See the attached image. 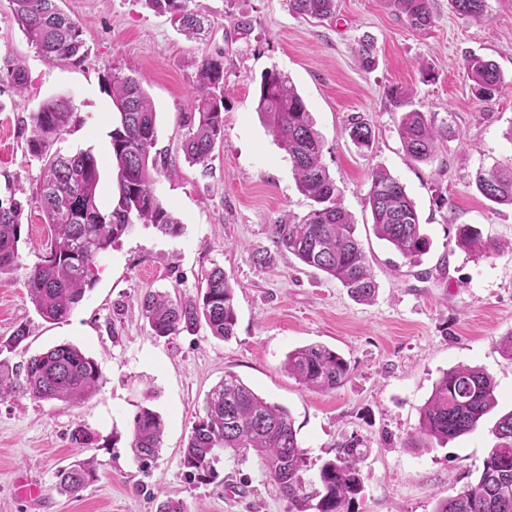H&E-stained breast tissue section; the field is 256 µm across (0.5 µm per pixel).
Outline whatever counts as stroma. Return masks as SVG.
Returning <instances> with one entry per match:
<instances>
[{
	"label": "stroma",
	"mask_w": 512,
	"mask_h": 512,
	"mask_svg": "<svg viewBox=\"0 0 512 512\" xmlns=\"http://www.w3.org/2000/svg\"><path fill=\"white\" fill-rule=\"evenodd\" d=\"M57 4L83 29L88 55L81 63L39 53L9 0H0V64L21 59L28 74L22 94L0 81V140L8 146L0 152V199L25 204L21 265L0 283V337L29 328L12 355L17 363L75 344L98 362L102 377L98 392L77 407L25 398L0 403V512H156L151 490L181 500L187 512H287L256 459L220 456L211 482L190 479L181 463L208 391L228 373L290 412L306 451L305 481L334 458L343 438L369 443L364 490L352 512H435L440 500L475 482L495 443V421L512 410V355L501 346L512 334V207L486 200L474 184L479 167L512 163V0H488L479 22L457 15L449 0H432L435 20L424 31L410 29L389 0H336L335 13L322 21L295 15L288 0H194L210 21L197 39L145 0ZM241 16L252 24L244 37L233 29ZM366 37L376 58L370 71L357 61ZM219 52L224 141L204 168L185 160L180 142L184 118L196 110L200 62ZM471 54L493 60L505 75L491 100H478L465 79ZM271 68L288 75L323 137L322 163L343 192L379 285L372 303L355 301L338 281L274 241L272 225L299 222L310 202L257 111L260 76ZM115 69L144 79L156 112L154 150L174 170L159 175L153 190L185 229L169 237L134 225L95 258V286L71 315L48 322L25 286L50 238L42 213L26 203L43 169L26 151V121L44 100L69 99L75 122L51 150H92L99 201L109 206L117 185L104 78ZM397 88L411 89L414 109L452 129L432 162L412 161L402 147L390 97ZM357 115L372 126L371 148L358 149L346 132ZM379 166L405 186L431 239L419 263L374 232L365 197ZM463 224L495 241L497 253L481 257L459 247ZM216 265L235 288L234 337L221 341L204 327L154 336L140 297L196 295L202 272ZM310 344L349 362L352 375L343 386L313 391L284 370L288 352ZM461 364L493 376L497 407L479 429L447 446L407 447L435 382ZM144 404L165 423L162 447L145 465L130 448L133 417ZM78 429L91 435L90 444L74 440ZM76 457L94 458L98 480L78 497L59 495L54 473Z\"/></svg>",
	"instance_id": "1"
}]
</instances>
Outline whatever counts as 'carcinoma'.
Segmentation results:
<instances>
[{
    "instance_id": "obj_1",
    "label": "carcinoma",
    "mask_w": 512,
    "mask_h": 512,
    "mask_svg": "<svg viewBox=\"0 0 512 512\" xmlns=\"http://www.w3.org/2000/svg\"><path fill=\"white\" fill-rule=\"evenodd\" d=\"M14 16L28 41L44 55L60 62H80L86 55L80 25L65 14L57 0H11ZM150 8L166 12L191 37L205 31L207 19L190 7L192 0H146ZM454 11L482 20L488 0H450ZM395 11L413 30L431 27L430 0H390ZM293 13L324 20L331 17L336 0H289ZM466 78L476 95L490 97L503 84L496 63L471 54L465 59ZM17 90L27 85L19 60L0 69ZM112 99L115 124L110 132L112 168L117 192L108 208L99 204V169L91 151L74 155L49 154L53 141L71 125L73 108L63 97H53L31 113L26 151L45 161L32 203L42 212L51 230L48 252L30 269L28 297L45 319L67 318L95 285L92 262L112 248L135 224H148L178 237L184 224L155 195V176L166 165L151 155L156 142V112L143 86V78L112 71L105 79ZM224 53L205 56L198 70V120L191 121L180 149L192 164L208 166L216 144L224 141ZM257 112L280 149L288 156L298 191L312 201V209L298 223L274 224L276 243L303 264L338 281L360 302H370L379 285L355 236V224L343 207L341 191L322 163V137L303 98L288 76L277 69L262 74ZM397 132L408 157L429 163L440 141L448 137L426 113L410 109L401 113ZM348 135L360 148L372 144L371 125L361 116L351 118ZM479 193L496 205L512 206V165L482 166L476 172ZM379 239L415 264L431 248L423 232L414 201L405 187L384 167L370 174L366 197ZM22 206L12 199L0 201V280L21 266ZM460 247L491 255L495 245L480 231L465 224L458 228ZM142 319L158 337L193 333L205 325L211 336L227 341L235 336V291L221 267L204 272L197 296L168 291L150 292L140 299ZM29 335L18 327L0 340V402L28 398L35 402L57 400L72 406L96 393L102 376L97 361L72 343L56 345L14 364L13 352ZM283 368L303 386L314 391L334 390L349 378V363L322 344L290 351ZM497 406L496 383L486 371L459 365L436 381L425 402L416 434L409 448H430L474 432ZM164 431L162 417L142 406L134 417L130 448L143 464L159 451ZM496 442L483 460L475 483L443 500L435 512H512V411L503 414L492 430ZM226 452L237 460L257 458L260 471L279 495L288 512H351L363 491L360 464L367 452L357 435L337 446L335 458L318 472L317 487L306 492L302 473L306 467L293 419L284 407L260 397L236 376H224L206 395L203 414L197 417L182 448L188 475L206 480L215 477L213 463ZM92 459H76L57 469L54 489L68 496L80 493L96 480Z\"/></svg>"
}]
</instances>
